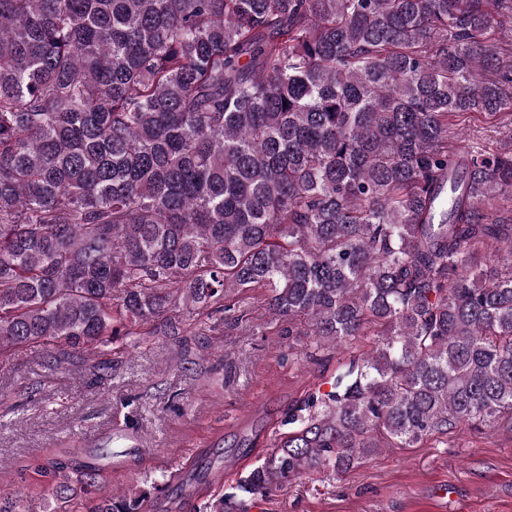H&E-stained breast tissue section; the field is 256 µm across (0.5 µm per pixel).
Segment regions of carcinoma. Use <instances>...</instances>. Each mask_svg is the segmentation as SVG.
Here are the masks:
<instances>
[{
	"mask_svg": "<svg viewBox=\"0 0 512 512\" xmlns=\"http://www.w3.org/2000/svg\"><path fill=\"white\" fill-rule=\"evenodd\" d=\"M505 14L512 0H0V353L104 367L148 336H208L264 289L305 358L339 366L209 512L512 421V136L451 142L472 112L512 124V48L490 42ZM38 472L60 512H144L166 485L114 495L66 458Z\"/></svg>",
	"mask_w": 512,
	"mask_h": 512,
	"instance_id": "obj_1",
	"label": "carcinoma"
}]
</instances>
